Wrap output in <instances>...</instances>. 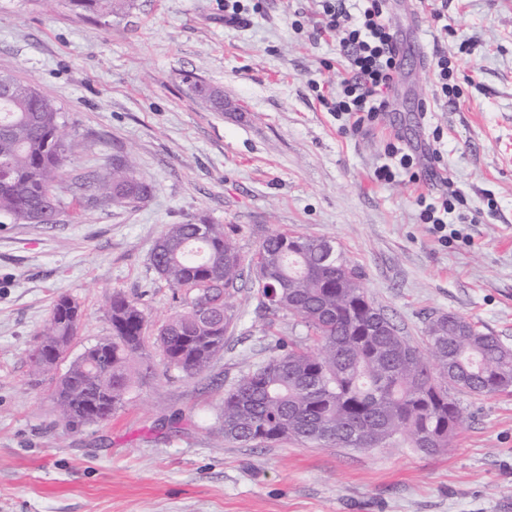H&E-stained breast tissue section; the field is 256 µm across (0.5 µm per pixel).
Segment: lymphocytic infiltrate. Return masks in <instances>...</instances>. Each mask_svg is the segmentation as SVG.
<instances>
[{"label": "lymphocytic infiltrate", "instance_id": "obj_1", "mask_svg": "<svg viewBox=\"0 0 512 512\" xmlns=\"http://www.w3.org/2000/svg\"><path fill=\"white\" fill-rule=\"evenodd\" d=\"M324 31L336 33L340 54L347 61L342 93L329 108L354 125L375 120L389 108V92L400 61L395 37L383 18V0H364L358 19L342 25V0H320Z\"/></svg>", "mask_w": 512, "mask_h": 512}]
</instances>
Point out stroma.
<instances>
[{"instance_id":"obj_1","label":"stroma","mask_w":512,"mask_h":512,"mask_svg":"<svg viewBox=\"0 0 512 512\" xmlns=\"http://www.w3.org/2000/svg\"><path fill=\"white\" fill-rule=\"evenodd\" d=\"M246 5L229 24L224 0H133L120 16L0 0V73L55 101L79 143L66 178L129 153L153 187L133 207L68 191L58 223L0 224V512H512V391L462 396L470 419L433 455L402 437L368 449L224 441L225 389L303 333L259 308L249 271L223 355L185 378L152 354L109 422L66 430L54 379H32L29 354L60 295L83 310L74 356L111 335L112 292L137 299L151 328L171 316L176 292L151 251L166 225L199 218L249 254L277 229L329 240L412 340L453 312L512 347V0H386L405 53L389 110L356 129L322 103L346 61L313 26L318 0ZM195 78L223 91V111L191 92ZM394 145L439 157L409 174ZM385 165L394 179L377 180ZM450 190L446 228L422 223Z\"/></svg>"}]
</instances>
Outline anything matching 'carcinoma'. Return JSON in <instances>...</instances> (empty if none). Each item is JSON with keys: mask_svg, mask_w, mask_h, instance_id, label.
<instances>
[{"mask_svg": "<svg viewBox=\"0 0 512 512\" xmlns=\"http://www.w3.org/2000/svg\"><path fill=\"white\" fill-rule=\"evenodd\" d=\"M132 0H70L83 11L120 15ZM191 91L217 112L220 89L199 81ZM54 102L33 85L0 75V216L13 224H54L68 190L64 167L78 143L65 132ZM96 203L129 207L151 186L130 157L92 176ZM168 224L151 262L181 292L180 310L156 336L141 304L108 298L112 335L86 348L57 379L54 402L66 426L108 421L151 371L155 345L167 370L191 378L224 353L236 314L232 298L244 269L254 271L259 307L287 313L305 339L279 340L277 354L248 370L225 393L217 415L224 439L245 446L293 440L317 447L375 448L399 435L426 454L447 448L448 430L467 416L456 395L489 396L512 385V348L456 313L428 317L422 343L402 335L367 296L362 273L325 240L275 230L250 256L222 224ZM83 312L57 298L30 354L32 372L52 373L76 335Z\"/></svg>", "mask_w": 512, "mask_h": 512, "instance_id": "cac0c4a2", "label": "carcinoma"}]
</instances>
